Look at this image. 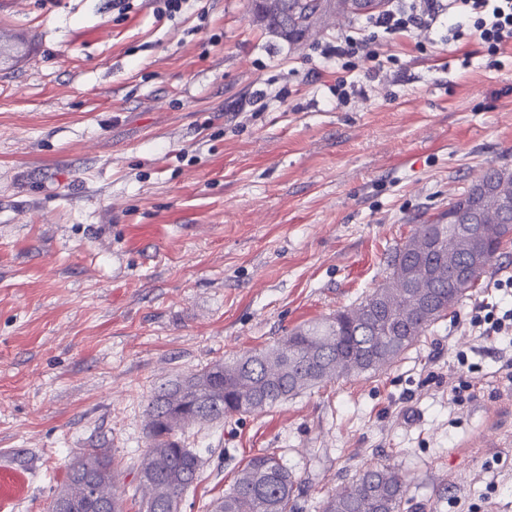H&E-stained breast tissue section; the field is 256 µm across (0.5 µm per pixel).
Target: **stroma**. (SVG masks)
Here are the masks:
<instances>
[{"label":"stroma","instance_id":"1","mask_svg":"<svg viewBox=\"0 0 512 512\" xmlns=\"http://www.w3.org/2000/svg\"><path fill=\"white\" fill-rule=\"evenodd\" d=\"M0 465L47 512L73 457L109 448L122 483L155 389L358 303L388 255L488 166L512 172V46L393 34L338 103L329 47L253 21L248 0H0ZM267 99H259V91ZM512 273V240L453 313L375 375L328 381L187 429L205 512L267 452L294 512L365 467L412 475L409 512H512V344L469 326ZM465 362H458V354Z\"/></svg>","mask_w":512,"mask_h":512}]
</instances>
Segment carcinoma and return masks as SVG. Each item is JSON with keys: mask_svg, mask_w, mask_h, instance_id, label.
<instances>
[{"mask_svg": "<svg viewBox=\"0 0 512 512\" xmlns=\"http://www.w3.org/2000/svg\"><path fill=\"white\" fill-rule=\"evenodd\" d=\"M299 6L297 19L285 26L274 11L264 26L293 45H302L324 27L310 28L305 20L322 0H280ZM506 171L489 167L481 182L454 200L459 224H487L496 231L493 255L463 286L448 272V224L437 214L414 232L428 237L431 247L422 254H402L395 248L388 261V276L360 302L332 316L292 330L272 346L217 361L184 379L163 384L149 404V448L135 468L132 493L120 489L112 450L87 448L83 471L66 467L52 498L61 497L62 512H171L173 502L199 480L204 461L179 437L190 426L224 422L234 415L258 413L291 396L336 377L377 373L388 368L438 321L451 313L478 286L492 268L507 237L499 231L512 225V190L500 189ZM420 264L427 276L413 288L392 284L409 261ZM409 477L390 464L363 470L351 484L326 498L321 512H405ZM297 479L274 454L257 453L237 471L224 496L207 512H293Z\"/></svg>", "mask_w": 512, "mask_h": 512, "instance_id": "cac0c4a2", "label": "carcinoma"}]
</instances>
